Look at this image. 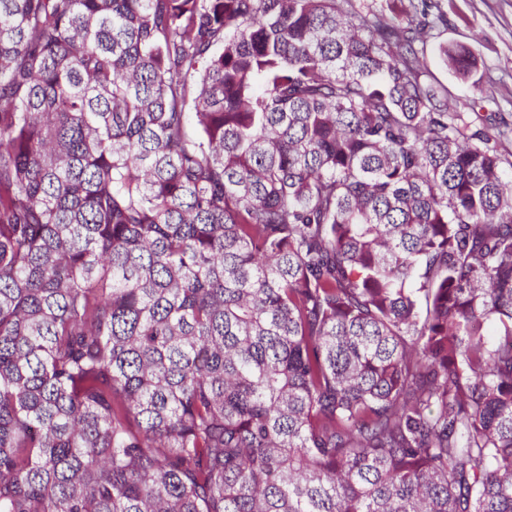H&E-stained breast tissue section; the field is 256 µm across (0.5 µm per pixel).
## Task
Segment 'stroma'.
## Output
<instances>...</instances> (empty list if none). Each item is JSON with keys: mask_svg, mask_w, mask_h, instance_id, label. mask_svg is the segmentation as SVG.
Here are the masks:
<instances>
[{"mask_svg": "<svg viewBox=\"0 0 512 512\" xmlns=\"http://www.w3.org/2000/svg\"><path fill=\"white\" fill-rule=\"evenodd\" d=\"M417 10L444 15L426 43L428 67L448 89V103L472 112L483 102L485 112L498 113L512 125V0H414ZM469 47L478 59L470 80H459L437 55L442 44Z\"/></svg>", "mask_w": 512, "mask_h": 512, "instance_id": "35a3bbf8", "label": "stroma"}]
</instances>
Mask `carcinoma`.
<instances>
[{
  "mask_svg": "<svg viewBox=\"0 0 512 512\" xmlns=\"http://www.w3.org/2000/svg\"><path fill=\"white\" fill-rule=\"evenodd\" d=\"M429 27L0 0V512H512V128Z\"/></svg>",
  "mask_w": 512,
  "mask_h": 512,
  "instance_id": "cac0c4a2",
  "label": "carcinoma"
}]
</instances>
